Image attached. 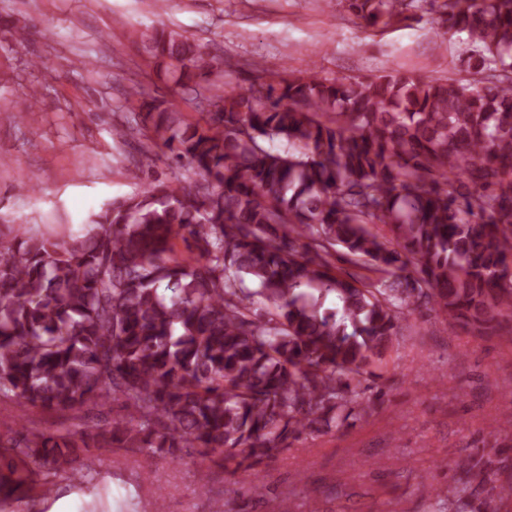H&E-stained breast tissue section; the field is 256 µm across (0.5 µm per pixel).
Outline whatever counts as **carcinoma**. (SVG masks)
<instances>
[{
    "label": "carcinoma",
    "instance_id": "carcinoma-1",
    "mask_svg": "<svg viewBox=\"0 0 512 512\" xmlns=\"http://www.w3.org/2000/svg\"><path fill=\"white\" fill-rule=\"evenodd\" d=\"M340 2L381 29L412 6ZM442 8L436 47L462 35L460 69L436 80L282 72L223 91L198 44L143 34L156 80L211 110L191 123L132 86L139 163L161 145L190 176L146 182L67 240L0 230V402L123 414L0 435L1 501L50 496L42 472L82 476L114 448L216 456L234 476L348 427L407 313L512 333V0ZM452 469L428 491L443 512L512 501L505 460Z\"/></svg>",
    "mask_w": 512,
    "mask_h": 512
}]
</instances>
